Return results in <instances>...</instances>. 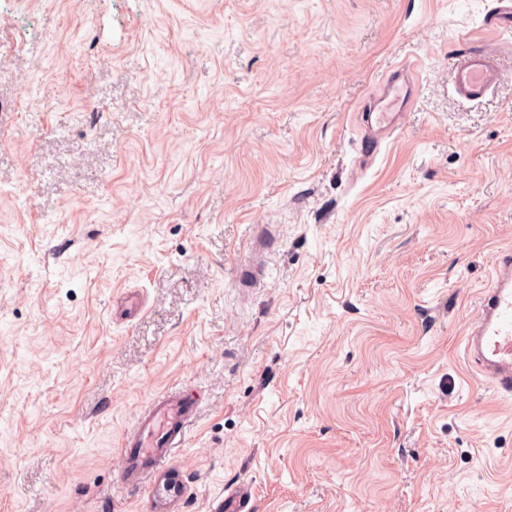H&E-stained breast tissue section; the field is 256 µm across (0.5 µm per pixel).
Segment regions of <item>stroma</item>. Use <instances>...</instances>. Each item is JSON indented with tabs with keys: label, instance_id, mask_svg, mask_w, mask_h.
Wrapping results in <instances>:
<instances>
[{
	"label": "stroma",
	"instance_id": "35a3bbf8",
	"mask_svg": "<svg viewBox=\"0 0 512 512\" xmlns=\"http://www.w3.org/2000/svg\"><path fill=\"white\" fill-rule=\"evenodd\" d=\"M494 5L0 0V512H512V396L462 343L512 247V54L479 103L449 74ZM178 389L189 444L125 487ZM415 97L416 88L405 79L402 69L390 71L381 94L370 100L361 112L363 130L356 157L360 168H366L378 155L383 140L400 126L403 112ZM278 238L268 232L254 231L251 234L252 255L251 262L245 270L244 280L249 286L256 284L264 275L265 265L261 258L265 257L268 251H272ZM198 407V398L190 393L165 391L149 400L118 442L127 485L145 483L185 447Z\"/></svg>",
	"mask_w": 512,
	"mask_h": 512
}]
</instances>
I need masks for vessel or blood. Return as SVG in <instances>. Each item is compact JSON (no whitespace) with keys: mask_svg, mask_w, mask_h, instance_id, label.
<instances>
[{"mask_svg":"<svg viewBox=\"0 0 512 512\" xmlns=\"http://www.w3.org/2000/svg\"><path fill=\"white\" fill-rule=\"evenodd\" d=\"M492 30L512 32V0H497L488 20ZM500 52L485 49L471 52L453 72L455 94L467 101L486 98L499 81ZM416 97V89L402 69L389 72L378 97L364 107L360 119L362 136L357 146V163L367 166L378 155L383 140L400 125L403 112ZM252 255L245 271L246 284L260 281L263 259L276 243L273 234H251ZM494 278L480 298L479 314L464 337L468 363L500 395H512V249L497 252ZM199 401L190 393L165 391L155 394L122 434L118 446L122 456V479L130 486L145 483L185 447L198 412Z\"/></svg>","mask_w":512,"mask_h":512,"instance_id":"obj_1","label":"vessel or blood"}]
</instances>
